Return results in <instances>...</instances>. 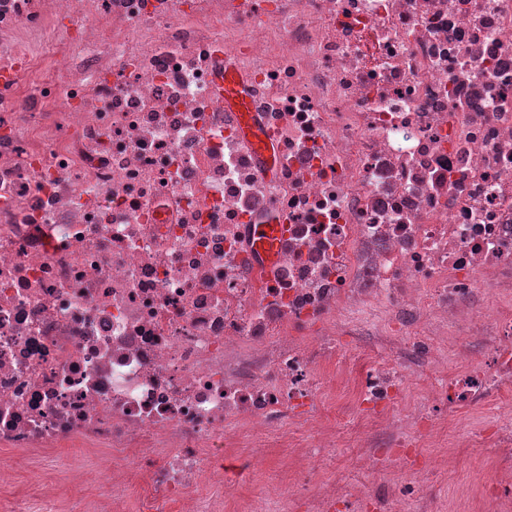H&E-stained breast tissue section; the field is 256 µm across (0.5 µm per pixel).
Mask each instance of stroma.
<instances>
[{
	"instance_id": "35a3bbf8",
	"label": "stroma",
	"mask_w": 512,
	"mask_h": 512,
	"mask_svg": "<svg viewBox=\"0 0 512 512\" xmlns=\"http://www.w3.org/2000/svg\"><path fill=\"white\" fill-rule=\"evenodd\" d=\"M300 449L269 448L264 472L243 490L254 508L264 507L279 490L314 493L332 489L343 499L393 498L390 458L372 459L358 447L352 423L336 428V445L316 465L299 464ZM417 464L429 466L431 479L424 490L426 504H454L461 491H469L471 512H512V447L486 442L478 448H420Z\"/></svg>"
}]
</instances>
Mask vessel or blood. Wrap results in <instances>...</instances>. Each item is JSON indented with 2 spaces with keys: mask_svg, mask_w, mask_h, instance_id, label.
<instances>
[{
  "mask_svg": "<svg viewBox=\"0 0 512 512\" xmlns=\"http://www.w3.org/2000/svg\"><path fill=\"white\" fill-rule=\"evenodd\" d=\"M224 103L236 112L239 132L252 145L266 164H273L274 150L272 136L258 126L251 98L246 90L243 76L233 67H225ZM282 226L277 221L256 225L252 234V249L263 260L272 259L278 247Z\"/></svg>",
  "mask_w": 512,
  "mask_h": 512,
  "instance_id": "b4317fda",
  "label": "vessel or blood"
}]
</instances>
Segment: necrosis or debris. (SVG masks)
<instances>
[{
    "instance_id": "4bbe7bcc",
    "label": "necrosis or debris",
    "mask_w": 512,
    "mask_h": 512,
    "mask_svg": "<svg viewBox=\"0 0 512 512\" xmlns=\"http://www.w3.org/2000/svg\"><path fill=\"white\" fill-rule=\"evenodd\" d=\"M451 325L492 342L438 376ZM346 331L386 356L354 372ZM511 388L512 0H0V449L81 451L76 496L0 512H224L225 449L253 478L340 408L368 447L384 427L410 505L420 439ZM221 86L224 90V105L237 114L240 135L252 145L267 165H273L275 157L272 136L257 124L243 76L232 66H224V81ZM282 232V224L275 219L267 224L255 226L252 234V249L262 260H271L277 250Z\"/></svg>"
}]
</instances>
